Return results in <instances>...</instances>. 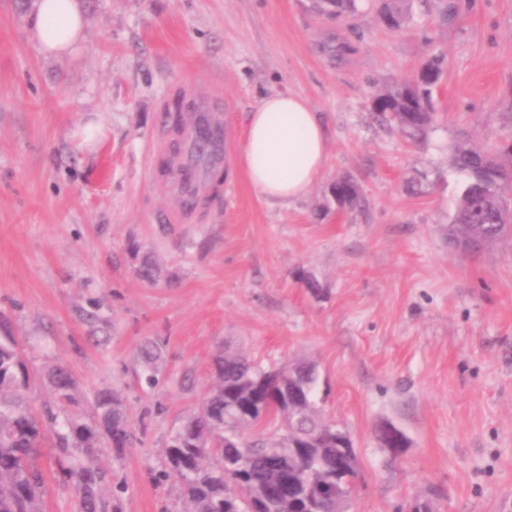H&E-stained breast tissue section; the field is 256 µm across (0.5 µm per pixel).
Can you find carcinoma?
Masks as SVG:
<instances>
[{"label": "carcinoma", "mask_w": 512, "mask_h": 512, "mask_svg": "<svg viewBox=\"0 0 512 512\" xmlns=\"http://www.w3.org/2000/svg\"><path fill=\"white\" fill-rule=\"evenodd\" d=\"M338 16L364 14L359 0H323ZM408 0H380L376 19L398 30L408 17ZM443 77V58L424 61L410 76L373 93L376 121L393 123L408 138H425L436 122L434 91ZM454 167L466 177L449 216L448 241L477 255V241L501 238L512 229V154L500 157L463 143L450 147ZM214 384L200 415L185 421L165 448L168 468L179 480L184 512H336L338 497L351 498L358 462L350 433L326 419L316 399L315 370L300 366L291 385L308 410L292 436L282 434L279 398L288 393L280 378L288 367L265 369L228 349L213 359ZM25 382V363L15 340L0 336V512H42L46 477L35 459L42 443L57 439L59 465L73 479L80 512H101L97 493L106 473L96 448L107 441L120 450L131 441L117 397L94 398L97 418L85 422L68 413L77 404L69 371L51 374L59 412L38 418L16 402Z\"/></svg>", "instance_id": "1"}]
</instances>
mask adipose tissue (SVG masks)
Instances as JSON below:
<instances>
[{"label": "adipose tissue", "mask_w": 512, "mask_h": 512, "mask_svg": "<svg viewBox=\"0 0 512 512\" xmlns=\"http://www.w3.org/2000/svg\"><path fill=\"white\" fill-rule=\"evenodd\" d=\"M31 34L44 55L70 57L84 38L82 0H35ZM326 132L304 97L265 96L250 113L241 154L251 185L271 203L304 196L326 162Z\"/></svg>", "instance_id": "obj_1"}]
</instances>
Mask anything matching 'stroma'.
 Instances as JSON below:
<instances>
[{"mask_svg":"<svg viewBox=\"0 0 512 512\" xmlns=\"http://www.w3.org/2000/svg\"><path fill=\"white\" fill-rule=\"evenodd\" d=\"M32 4L0 0V322L33 412L55 403L60 366L84 420L96 392L117 395L132 439L99 453L109 512H179L165 446L225 345L315 365L320 408L354 442L349 512H512V238L473 257L446 235L463 182L449 146L512 148V0H413L398 31L316 0H83L62 60L32 38ZM431 55L446 62L438 122L414 143L373 120L371 93ZM204 91L228 138L224 192L205 219L165 224L180 204L155 169L159 108ZM288 91L319 112L327 162L305 196L272 204L240 156L249 112ZM339 176L365 208L336 205ZM383 422L406 436L398 455L374 437ZM57 456L39 460L43 510L78 512Z\"/></svg>","mask_w":512,"mask_h":512,"instance_id":"1","label":"stroma"}]
</instances>
